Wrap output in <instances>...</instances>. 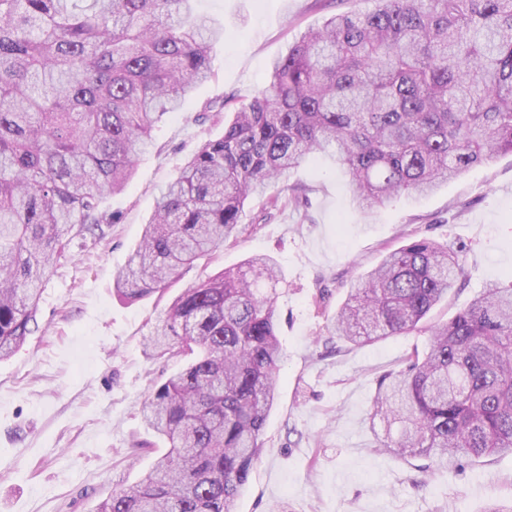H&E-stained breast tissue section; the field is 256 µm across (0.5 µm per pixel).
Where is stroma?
<instances>
[{
    "label": "stroma",
    "mask_w": 512,
    "mask_h": 512,
    "mask_svg": "<svg viewBox=\"0 0 512 512\" xmlns=\"http://www.w3.org/2000/svg\"><path fill=\"white\" fill-rule=\"evenodd\" d=\"M374 0H196L224 28L209 79L152 132V144L122 192L105 195L117 221L103 235L73 238L44 281L38 331L0 360V512H93L112 491L138 481L165 444L142 408L180 359L147 350L172 297L255 254L272 257L284 358L262 450L237 512H488L512 501V456L462 461L440 472L427 459L378 455L370 419L379 379L400 369L426 334L353 345L328 326L350 284L390 249L417 238L463 248V287L432 321L464 309L487 286L512 279V154L471 168L434 193L401 196L371 214L353 202L347 177L328 159L289 176L299 207L268 210L252 198L237 241L198 259L166 298L119 300L125 268L166 184L223 116L207 103L263 89L271 61L308 27Z\"/></svg>",
    "instance_id": "35a3bbf8"
}]
</instances>
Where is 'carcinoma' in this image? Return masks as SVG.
Listing matches in <instances>:
<instances>
[{"label":"carcinoma","mask_w":512,"mask_h":512,"mask_svg":"<svg viewBox=\"0 0 512 512\" xmlns=\"http://www.w3.org/2000/svg\"><path fill=\"white\" fill-rule=\"evenodd\" d=\"M195 0H0V358L37 325L41 285L66 236L102 230L155 125L208 75L224 28ZM303 32L250 98L226 97L157 202L113 290L134 303L238 236L245 205L322 154L364 211L430 193L512 153V0H376ZM286 185L271 207L298 205ZM464 250L421 239L356 279L331 323L355 345L429 333L384 375L372 418L398 423L380 455L512 456V283L423 325L464 275ZM280 271L255 256L185 289L147 347L186 359L150 396L167 451L94 512H236L258 460L283 358ZM175 336L178 345L161 339Z\"/></svg>","instance_id":"cac0c4a2"}]
</instances>
